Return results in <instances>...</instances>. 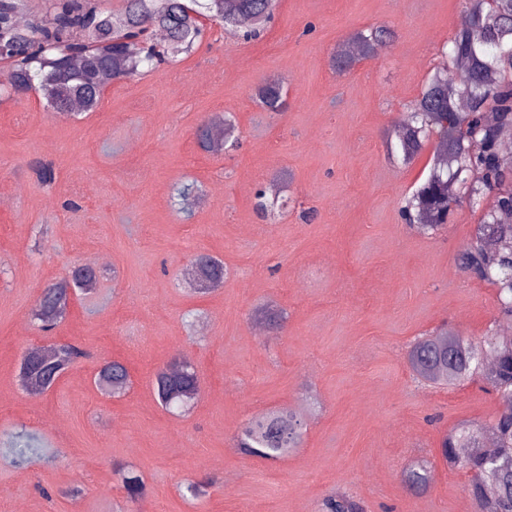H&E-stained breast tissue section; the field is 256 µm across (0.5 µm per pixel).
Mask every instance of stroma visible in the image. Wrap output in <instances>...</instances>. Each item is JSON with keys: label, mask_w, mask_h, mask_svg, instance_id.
Listing matches in <instances>:
<instances>
[{"label": "stroma", "mask_w": 512, "mask_h": 512, "mask_svg": "<svg viewBox=\"0 0 512 512\" xmlns=\"http://www.w3.org/2000/svg\"><path fill=\"white\" fill-rule=\"evenodd\" d=\"M462 17V0H278L258 39L205 21L191 52L141 68L72 116L39 89L8 94L0 64V429L26 425L67 454L56 466L1 461L0 512H323L338 493L365 512H480L470 473L442 462L440 440L460 422L489 423L503 401L476 379L427 385L406 354L443 326L472 339L511 326L495 288L457 265L479 212L459 204L436 236L410 228L401 201L432 151L405 166L385 145ZM373 24L389 26L393 43L334 69L337 45ZM265 81L285 86L284 112L257 103ZM216 116L234 121L240 141L220 155L195 140ZM37 160L52 162V185L33 172ZM179 181L199 188L188 219L170 203ZM273 184L283 206L260 217L255 191ZM201 252L227 275L199 297L182 279ZM78 264L100 269L98 290L39 331L42 289ZM266 305L286 312L281 328L256 318ZM51 343L88 356L31 397L20 361ZM182 357L202 393L178 418L150 382ZM112 360L131 386L108 397L92 374ZM275 409L303 417V444L276 461L244 456L238 429ZM117 462L143 474V502L127 500ZM422 462L431 484L409 492L401 474ZM208 477L205 498L181 497L185 479ZM73 487L81 498L61 497Z\"/></svg>", "instance_id": "1"}]
</instances>
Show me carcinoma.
<instances>
[{"mask_svg": "<svg viewBox=\"0 0 512 512\" xmlns=\"http://www.w3.org/2000/svg\"><path fill=\"white\" fill-rule=\"evenodd\" d=\"M25 0H0V41L24 48L11 64L9 85L26 92L34 80L47 102L59 113L70 114L78 99L86 111L94 110L102 89L134 76L142 65L157 67L191 51L205 36L202 19L226 30L248 32L257 39L271 21L277 0H126L119 14L97 10L91 0H54L53 17L47 24L32 22L21 27L16 16ZM465 24L450 40L448 60L435 71L411 104L406 123L387 134L392 160L406 165L435 141L428 173L414 192L404 198L402 212L416 221L423 235H435L450 222L454 207L465 201L482 211L475 235L461 250L457 263L471 278L497 290L498 315L512 319V224L501 215L512 212V143L502 138L512 128V0H463ZM386 25L357 31L336 47L332 66L352 69L357 60L376 57L392 40ZM462 67L464 79L452 84L444 78L450 67ZM255 97L263 110L285 111L286 92L278 82H262ZM234 133L227 122L219 133L207 125L199 128L198 147L218 154ZM170 201L190 216L196 205L194 185L177 183ZM224 261L210 257L195 266L198 287L206 295L224 286ZM99 272L78 265L41 293L35 318L44 332L54 330L65 318L71 302L95 291ZM49 350L62 355L59 366H46L48 354L29 350L22 358L25 370L18 373L27 391L48 392L74 365L88 357L78 345L59 343ZM412 374L429 384H456L474 377L511 401L487 425L473 423L446 434L441 455L450 468L471 474L470 490L482 512H512V336H487L474 341L442 331L415 341L407 353ZM101 393L115 396L130 386L127 368L120 362L100 365L93 378ZM157 402L168 411L185 410L183 399L201 391L198 371L171 362L153 375ZM304 422L295 412L272 410L243 426L235 447L251 457L275 461L303 439ZM0 459L14 466L36 461L56 465L61 452L43 438L21 429L0 434ZM127 499L146 498L148 487L133 468L116 464ZM425 465L402 474L404 487L415 493L430 485ZM215 480L187 479L182 497L198 499L208 494ZM326 512H361L350 497L338 494L327 500Z\"/></svg>", "mask_w": 512, "mask_h": 512, "instance_id": "cac0c4a2", "label": "carcinoma"}]
</instances>
